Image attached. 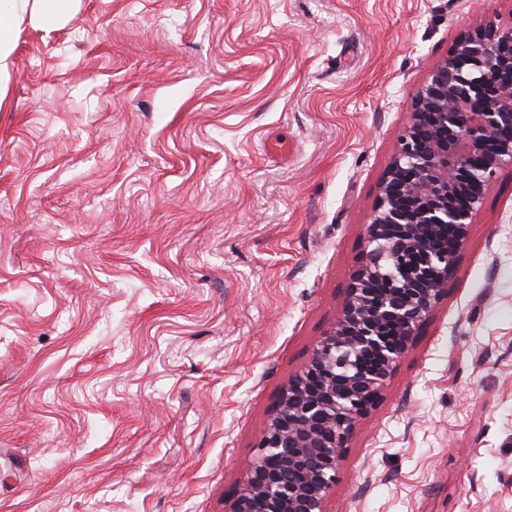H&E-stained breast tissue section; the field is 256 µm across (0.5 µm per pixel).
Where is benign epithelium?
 Segmentation results:
<instances>
[{"mask_svg":"<svg viewBox=\"0 0 512 512\" xmlns=\"http://www.w3.org/2000/svg\"><path fill=\"white\" fill-rule=\"evenodd\" d=\"M512 167V25L461 33L414 96L334 326L282 389L230 512H324L356 423L448 295Z\"/></svg>","mask_w":512,"mask_h":512,"instance_id":"benign-epithelium-1","label":"benign epithelium"}]
</instances>
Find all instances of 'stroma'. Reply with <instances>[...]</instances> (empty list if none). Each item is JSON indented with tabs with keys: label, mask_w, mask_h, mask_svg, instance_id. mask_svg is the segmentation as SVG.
<instances>
[{
	"label": "stroma",
	"mask_w": 512,
	"mask_h": 512,
	"mask_svg": "<svg viewBox=\"0 0 512 512\" xmlns=\"http://www.w3.org/2000/svg\"><path fill=\"white\" fill-rule=\"evenodd\" d=\"M72 4L0 110V512H228L416 91L512 0ZM325 512H512L511 168Z\"/></svg>",
	"instance_id": "35a3bbf8"
}]
</instances>
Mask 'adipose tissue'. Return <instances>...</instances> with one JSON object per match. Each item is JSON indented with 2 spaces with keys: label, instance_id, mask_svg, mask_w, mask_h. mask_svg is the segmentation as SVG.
<instances>
[{
  "label": "adipose tissue",
  "instance_id": "1",
  "mask_svg": "<svg viewBox=\"0 0 512 512\" xmlns=\"http://www.w3.org/2000/svg\"><path fill=\"white\" fill-rule=\"evenodd\" d=\"M69 10V0H0V108L8 104V77L14 43V27L29 19L51 25Z\"/></svg>",
  "mask_w": 512,
  "mask_h": 512
}]
</instances>
